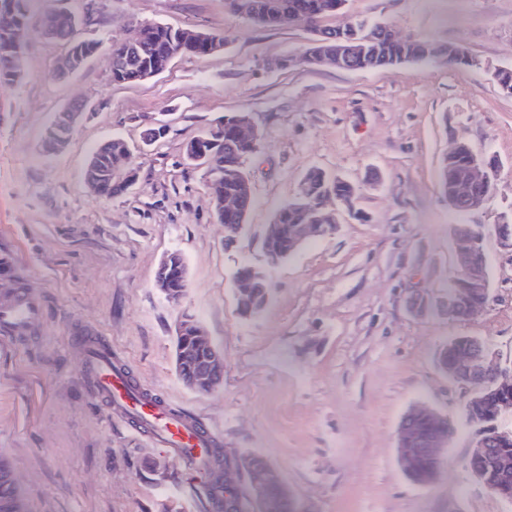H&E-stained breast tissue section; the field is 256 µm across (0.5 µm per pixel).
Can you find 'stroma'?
<instances>
[{"label": "stroma", "instance_id": "obj_1", "mask_svg": "<svg viewBox=\"0 0 512 512\" xmlns=\"http://www.w3.org/2000/svg\"><path fill=\"white\" fill-rule=\"evenodd\" d=\"M84 18L104 52L146 23L224 34L223 50L179 55L160 74L113 83L102 56L64 77L65 49L45 38L57 8ZM22 82L0 87V300L36 294L43 312L28 337L0 336V456L27 512H207L178 462L111 415L82 364L78 336L111 345L134 382L196 417L228 455L262 454L311 512H512L466 466L476 430L462 421L466 389L436 357L459 336L490 343L512 366V256L493 227L512 215V95L483 71L444 60L370 71L286 65L309 42L304 24L261 28L224 0H31ZM386 21L405 38L466 47L512 67V0H346V18ZM83 105L65 149L47 135L66 106ZM230 113L260 135L247 162L254 204L229 247L208 175L185 145ZM165 132L148 142L154 124ZM131 149L136 183L103 197L86 186L104 143ZM496 159L485 207L457 214L439 190L457 141ZM319 169L352 183L336 231L308 241L270 272L271 294L244 317L234 274L262 265L276 210ZM479 224L490 298L472 315H414L421 296L446 301L455 274L452 229ZM179 252L186 295L155 286L162 259ZM199 320L224 354L220 385L182 382L175 329ZM428 405L456 431L434 480L414 484L397 461V431Z\"/></svg>", "mask_w": 512, "mask_h": 512}]
</instances>
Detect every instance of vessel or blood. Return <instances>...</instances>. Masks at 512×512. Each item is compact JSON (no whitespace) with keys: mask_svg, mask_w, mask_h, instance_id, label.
<instances>
[{"mask_svg":"<svg viewBox=\"0 0 512 512\" xmlns=\"http://www.w3.org/2000/svg\"><path fill=\"white\" fill-rule=\"evenodd\" d=\"M41 315L39 298L27 291L0 301V332L25 337ZM85 362L96 394L110 406H118L119 418L133 416L151 428L157 444L172 452L182 470L209 483L214 467V441L192 417L175 412L161 400L137 391L124 375L111 347L95 340L85 344Z\"/></svg>","mask_w":512,"mask_h":512,"instance_id":"vessel-or-blood-1","label":"vessel or blood"}]
</instances>
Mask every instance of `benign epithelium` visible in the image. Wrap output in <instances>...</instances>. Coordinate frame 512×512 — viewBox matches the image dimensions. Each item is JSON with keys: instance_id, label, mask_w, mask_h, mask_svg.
I'll return each mask as SVG.
<instances>
[{"instance_id": "benign-epithelium-1", "label": "benign epithelium", "mask_w": 512, "mask_h": 512, "mask_svg": "<svg viewBox=\"0 0 512 512\" xmlns=\"http://www.w3.org/2000/svg\"><path fill=\"white\" fill-rule=\"evenodd\" d=\"M29 20L17 17L14 0H0V34L4 37L0 53L10 57V75L0 79V83L16 84L25 78V71L19 68L26 44V32ZM79 25L70 19L65 11L58 10L51 14L46 35L50 39L62 40L67 43V49L61 63V73L74 74L80 71L86 62L98 55L101 47L95 46L90 50L84 49L87 40L74 35ZM105 155L91 157L88 167L101 169L108 173L112 164V144L103 146ZM453 195L461 200L468 201V210L475 211L484 203L485 198L469 197L468 184L461 182L454 186ZM320 223L301 224L297 228L295 241L304 240L320 235L326 231L336 229V211L321 204ZM509 221L505 220L494 227V234L499 249L512 255V234L507 230ZM484 238L482 229L471 224H459L452 235L453 252L459 267L460 280H455L448 289V300L442 304L441 312L450 319L467 316L473 309L467 306V301L478 298L482 301L488 299L490 294V277L484 249L479 247V240ZM161 278L157 279L156 286L170 299L183 296L187 288V271L183 257L178 252L168 254L160 263ZM255 280H268L266 269L257 266L249 267V276L241 274L235 276L238 290L250 285ZM176 335L190 336L194 344L206 352V358L197 365L195 371L182 376L185 384L199 392H208L215 387L223 377L224 358L222 353L204 337V331L198 322L185 318L177 324ZM471 352L466 355H457L453 359L452 368L448 369V377L458 385L467 389H476L486 396L502 395L508 390L512 382V369L501 368L494 353L489 347L478 340H471ZM420 410L415 409L407 414L406 421L401 425L398 451L405 463H412L419 457H440L442 444L447 441L452 432L451 426H444L433 438H418L412 433L410 422ZM496 441L495 431L491 425L479 430L474 442L471 455L490 457L494 454ZM280 478L278 471L268 468L259 471L249 480V495L246 498L235 497L232 492L225 494L224 512H272L273 505L265 497V489L269 480Z\"/></svg>"}]
</instances>
